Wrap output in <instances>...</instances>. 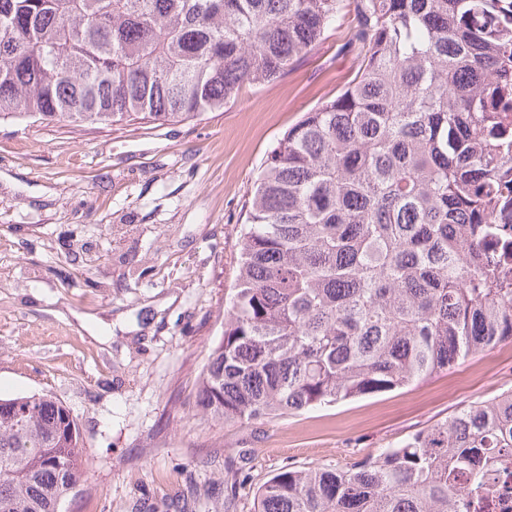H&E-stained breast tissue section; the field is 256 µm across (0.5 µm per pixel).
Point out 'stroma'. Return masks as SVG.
Segmentation results:
<instances>
[{
  "label": "stroma",
  "mask_w": 512,
  "mask_h": 512,
  "mask_svg": "<svg viewBox=\"0 0 512 512\" xmlns=\"http://www.w3.org/2000/svg\"><path fill=\"white\" fill-rule=\"evenodd\" d=\"M348 26L224 110L161 126L0 122V396L73 412L93 467L62 512H253L282 467L346 463L512 390L494 350L404 388L227 426L193 393L268 150L353 78ZM245 489L229 492L233 471Z\"/></svg>",
  "instance_id": "35a3bbf8"
}]
</instances>
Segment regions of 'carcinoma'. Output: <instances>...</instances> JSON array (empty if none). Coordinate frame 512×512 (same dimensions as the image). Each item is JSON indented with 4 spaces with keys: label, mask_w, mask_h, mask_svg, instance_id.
<instances>
[{
    "label": "carcinoma",
    "mask_w": 512,
    "mask_h": 512,
    "mask_svg": "<svg viewBox=\"0 0 512 512\" xmlns=\"http://www.w3.org/2000/svg\"><path fill=\"white\" fill-rule=\"evenodd\" d=\"M355 78L267 157L196 409L263 422L512 342L497 237L512 0H0V120L192 121L294 69L345 15ZM512 457V390L361 460L284 467L254 512H463ZM92 465L70 409L0 398V512H60Z\"/></svg>",
    "instance_id": "1"
}]
</instances>
